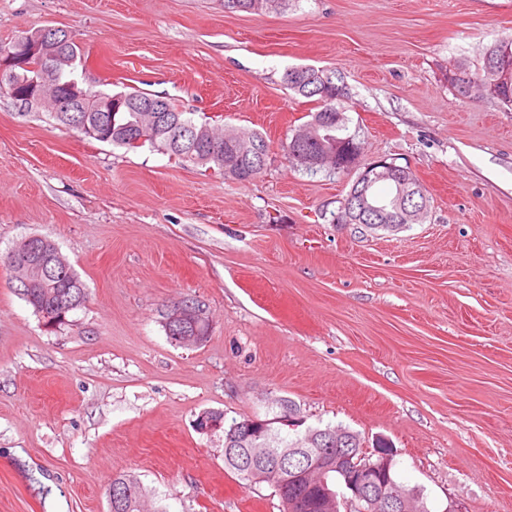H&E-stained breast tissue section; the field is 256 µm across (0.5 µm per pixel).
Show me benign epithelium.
Wrapping results in <instances>:
<instances>
[{"mask_svg": "<svg viewBox=\"0 0 512 512\" xmlns=\"http://www.w3.org/2000/svg\"><path fill=\"white\" fill-rule=\"evenodd\" d=\"M70 34L62 35L56 28L43 27L26 31L14 42L0 50V92L21 106L51 104L52 112H117L130 101L121 93L93 91V84L84 78L72 77L60 85L53 76L60 72L76 73L82 65L78 55L71 54L67 45ZM31 69L35 75L22 83L12 82L13 75ZM296 147L304 149L305 161L313 168L336 164L338 167H354L356 148L347 139L330 146L321 135L311 129L293 140ZM381 180L395 185L396 195L380 199L373 195V187ZM418 189L403 178L399 168L385 159L364 167L352 186L344 203L348 219L364 231L402 229L403 222L415 221L427 207V197L417 203V211L406 209ZM41 236L30 235L10 251L7 266L21 285L28 288L36 280L55 278L56 271L48 270L47 260L39 252ZM163 324L170 329L179 327L174 336L179 344L201 343L205 340L202 327L209 325L206 309L198 302H175L164 313ZM281 416L276 421L291 429L303 428L292 448H263L264 460L274 461V481L286 493L298 486L315 488L318 493L310 502L298 496L291 497L290 506L301 512L315 509L317 512H424L422 498L398 480L396 461L391 444L379 440L373 453L362 448L331 449L341 442L345 430L315 429L304 427V417L293 404L280 401ZM196 429L205 434L217 431L221 422L208 412L201 413ZM331 471L340 473L343 481L330 487L325 475Z\"/></svg>", "mask_w": 512, "mask_h": 512, "instance_id": "7a95c632", "label": "benign epithelium"}]
</instances>
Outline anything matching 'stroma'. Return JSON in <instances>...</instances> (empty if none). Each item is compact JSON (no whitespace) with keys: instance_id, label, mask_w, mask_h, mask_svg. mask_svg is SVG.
<instances>
[{"instance_id":"1","label":"stroma","mask_w":512,"mask_h":512,"mask_svg":"<svg viewBox=\"0 0 512 512\" xmlns=\"http://www.w3.org/2000/svg\"><path fill=\"white\" fill-rule=\"evenodd\" d=\"M44 26L75 36L97 89L166 95L270 154L241 183L0 95V255L47 237L89 293L46 329L0 262V512H108L122 471L150 512H281L194 422L269 418L282 399L366 449L389 440L429 512H512V112L447 80L512 34V0H0V43ZM304 65L341 74L359 164L409 167L424 223H332L357 170L284 157L314 110L284 82ZM184 297L211 324L194 346L162 327ZM258 2H261V5L257 6ZM288 2V0H224V10L230 13H256L257 11L276 12L286 9Z\"/></svg>"}]
</instances>
